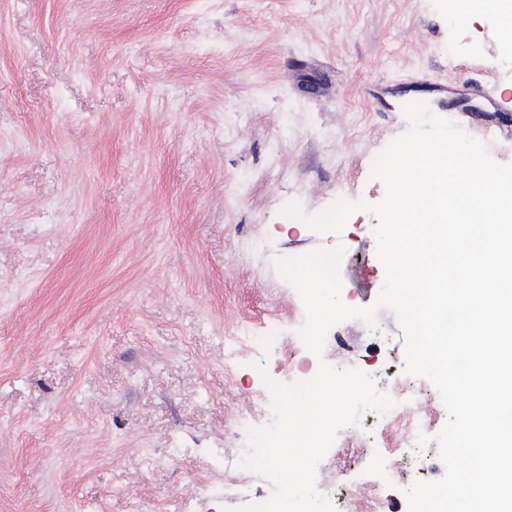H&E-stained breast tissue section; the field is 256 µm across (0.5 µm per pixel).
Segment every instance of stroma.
Wrapping results in <instances>:
<instances>
[{
  "label": "stroma",
  "instance_id": "obj_1",
  "mask_svg": "<svg viewBox=\"0 0 512 512\" xmlns=\"http://www.w3.org/2000/svg\"><path fill=\"white\" fill-rule=\"evenodd\" d=\"M447 2L0 0V512H237L270 492H224L264 377L403 376L386 311L307 350L274 260L343 245V302H376L372 166L413 98L512 164V47ZM340 200L362 205L340 233L307 226ZM274 321L280 342L229 346ZM347 435L317 476L393 470L380 512L444 474L436 443L396 454L401 428Z\"/></svg>",
  "mask_w": 512,
  "mask_h": 512
}]
</instances>
